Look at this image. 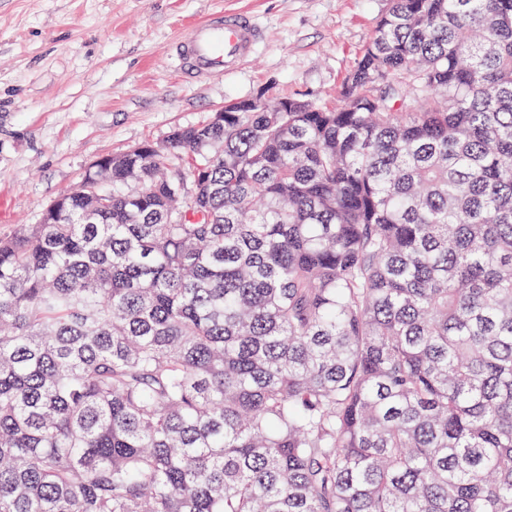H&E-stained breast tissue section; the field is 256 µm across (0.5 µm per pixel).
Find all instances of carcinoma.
Masks as SVG:
<instances>
[{
    "mask_svg": "<svg viewBox=\"0 0 512 512\" xmlns=\"http://www.w3.org/2000/svg\"><path fill=\"white\" fill-rule=\"evenodd\" d=\"M0 237V512H512V0H391Z\"/></svg>",
    "mask_w": 512,
    "mask_h": 512,
    "instance_id": "1",
    "label": "carcinoma"
}]
</instances>
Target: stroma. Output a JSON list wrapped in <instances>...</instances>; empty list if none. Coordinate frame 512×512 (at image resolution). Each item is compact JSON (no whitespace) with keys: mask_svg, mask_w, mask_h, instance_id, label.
Segmentation results:
<instances>
[{"mask_svg":"<svg viewBox=\"0 0 512 512\" xmlns=\"http://www.w3.org/2000/svg\"><path fill=\"white\" fill-rule=\"evenodd\" d=\"M391 0H0V237L38 223L99 158L165 143L226 104L340 103ZM252 12L254 59L186 82L172 43L210 14Z\"/></svg>","mask_w":512,"mask_h":512,"instance_id":"35a3bbf8","label":"stroma"}]
</instances>
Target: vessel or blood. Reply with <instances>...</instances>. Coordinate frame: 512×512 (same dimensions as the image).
Returning <instances> with one entry per match:
<instances>
[{
    "instance_id": "1",
    "label": "vessel or blood",
    "mask_w": 512,
    "mask_h": 512,
    "mask_svg": "<svg viewBox=\"0 0 512 512\" xmlns=\"http://www.w3.org/2000/svg\"><path fill=\"white\" fill-rule=\"evenodd\" d=\"M263 39L254 16L224 11L194 24L173 46V58L189 82L224 74L251 59Z\"/></svg>"
}]
</instances>
